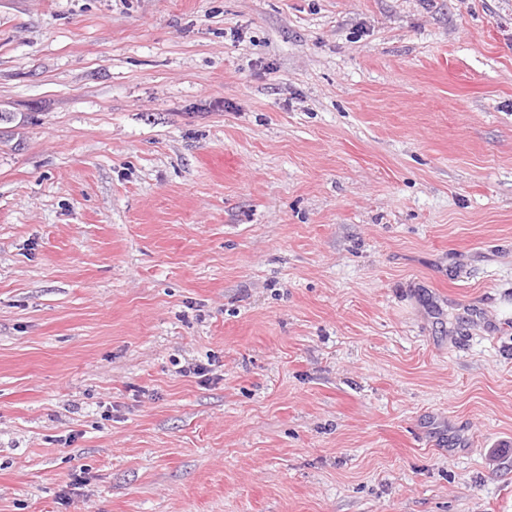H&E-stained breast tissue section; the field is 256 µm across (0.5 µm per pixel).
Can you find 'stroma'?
<instances>
[{"mask_svg":"<svg viewBox=\"0 0 512 512\" xmlns=\"http://www.w3.org/2000/svg\"><path fill=\"white\" fill-rule=\"evenodd\" d=\"M0 112V512H512V0H0Z\"/></svg>","mask_w":512,"mask_h":512,"instance_id":"obj_1","label":"stroma"}]
</instances>
